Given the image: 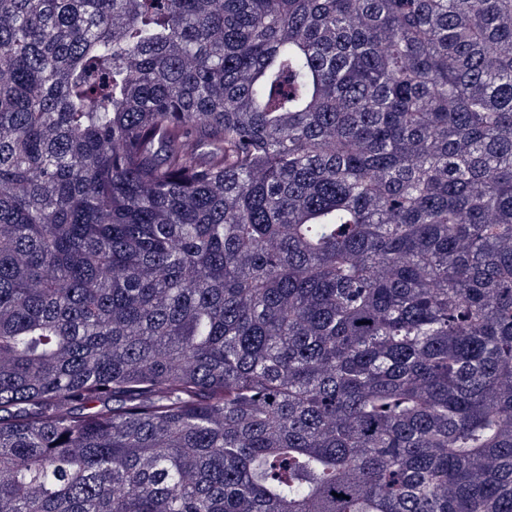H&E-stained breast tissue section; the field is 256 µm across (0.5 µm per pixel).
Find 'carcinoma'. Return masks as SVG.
<instances>
[{
  "mask_svg": "<svg viewBox=\"0 0 512 512\" xmlns=\"http://www.w3.org/2000/svg\"><path fill=\"white\" fill-rule=\"evenodd\" d=\"M0 512H512V0H0Z\"/></svg>",
  "mask_w": 512,
  "mask_h": 512,
  "instance_id": "obj_1",
  "label": "carcinoma"
}]
</instances>
